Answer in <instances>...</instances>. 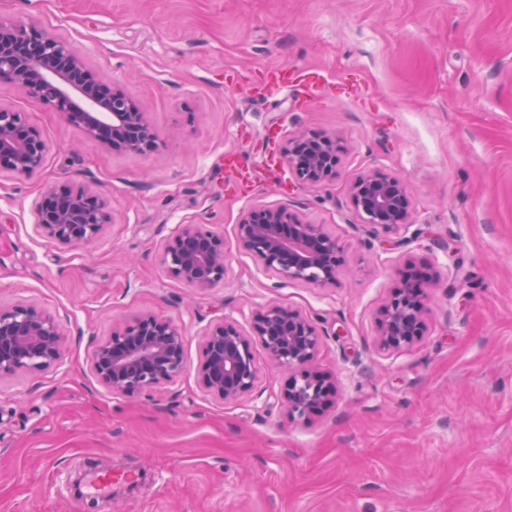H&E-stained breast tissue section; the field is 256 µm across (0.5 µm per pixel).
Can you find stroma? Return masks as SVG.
I'll return each mask as SVG.
<instances>
[{
  "label": "stroma",
  "instance_id": "35a3bbf8",
  "mask_svg": "<svg viewBox=\"0 0 512 512\" xmlns=\"http://www.w3.org/2000/svg\"><path fill=\"white\" fill-rule=\"evenodd\" d=\"M0 20L69 41L96 80L147 113L160 155L117 154L18 85L0 104L47 145L42 169L0 175V306L60 317L54 367L0 382V512H512V0H0ZM335 134L316 186L267 154ZM383 167L408 188L395 243L363 224L350 185ZM93 185L112 222L69 248L37 233L32 200ZM287 206L344 246L336 284L269 276L239 249L243 210ZM181 224L223 235L224 284L168 275ZM421 276L422 336L376 345L392 288ZM278 303L317 319L329 403L288 418L291 370L256 350V389L200 387L202 338L227 316L250 331ZM142 313L184 328L185 369L116 395L95 343ZM139 473L107 499L78 474Z\"/></svg>",
  "mask_w": 512,
  "mask_h": 512
}]
</instances>
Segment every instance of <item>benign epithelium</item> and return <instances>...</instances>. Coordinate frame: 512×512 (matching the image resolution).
Listing matches in <instances>:
<instances>
[{
  "mask_svg": "<svg viewBox=\"0 0 512 512\" xmlns=\"http://www.w3.org/2000/svg\"><path fill=\"white\" fill-rule=\"evenodd\" d=\"M86 63L71 45L23 22L0 21V79L7 78L40 102L54 104L65 119L115 153L152 155L160 143L147 113L117 87L86 79ZM47 146L25 122L24 113L0 104V173L31 175L44 164ZM283 160L296 180L319 184L336 164L335 139L304 132L289 142ZM363 219L385 232L409 224L410 197L397 175L374 169L350 188ZM35 226L44 237L80 246L95 239L112 213L93 186L68 184L32 201ZM239 247L280 280L317 286L337 282L344 250L324 225L313 224L286 206L252 207L236 225ZM224 236L201 224H181L164 246L167 272L189 288L206 291L228 273ZM418 291L405 281L392 288L379 321L377 344L397 349L413 341L424 325ZM323 342L318 322L300 310L270 304L256 313L250 333L224 317L203 336L199 383L213 398L233 401L258 380L259 346L275 365L300 370L282 399L292 417H304L326 402L323 374L313 362ZM64 353L60 320L35 305L0 307V381L58 364ZM185 367L184 330L175 321L141 314L114 327L93 351L90 369L114 394L137 395L176 380Z\"/></svg>",
  "mask_w": 512,
  "mask_h": 512,
  "instance_id": "1",
  "label": "benign epithelium"
}]
</instances>
